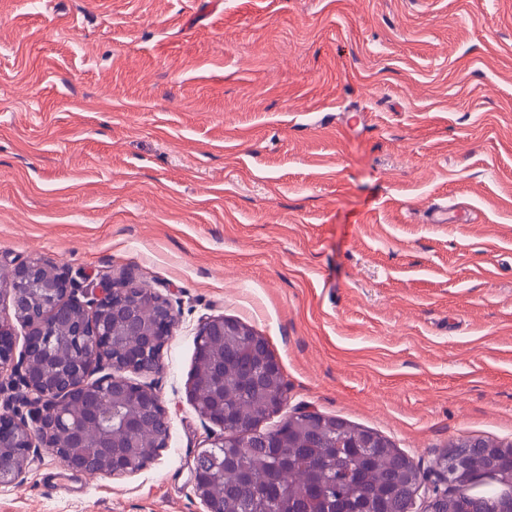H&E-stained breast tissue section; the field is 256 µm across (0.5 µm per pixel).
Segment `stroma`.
<instances>
[{"label": "stroma", "mask_w": 512, "mask_h": 512, "mask_svg": "<svg viewBox=\"0 0 512 512\" xmlns=\"http://www.w3.org/2000/svg\"><path fill=\"white\" fill-rule=\"evenodd\" d=\"M0 254L177 318L133 377L167 447L121 476L41 450L0 512H204L210 315L267 339L289 407L421 465L512 442V0H0Z\"/></svg>", "instance_id": "obj_1"}]
</instances>
